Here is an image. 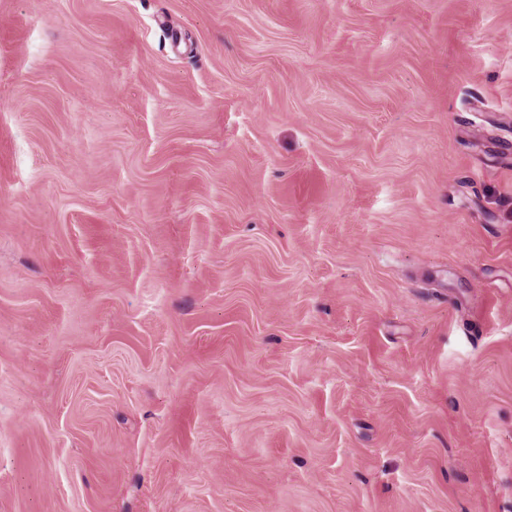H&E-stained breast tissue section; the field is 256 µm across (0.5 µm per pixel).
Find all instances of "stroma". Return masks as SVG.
<instances>
[{
	"label": "stroma",
	"instance_id": "stroma-1",
	"mask_svg": "<svg viewBox=\"0 0 512 512\" xmlns=\"http://www.w3.org/2000/svg\"><path fill=\"white\" fill-rule=\"evenodd\" d=\"M0 512H512V0H0Z\"/></svg>",
	"mask_w": 512,
	"mask_h": 512
}]
</instances>
